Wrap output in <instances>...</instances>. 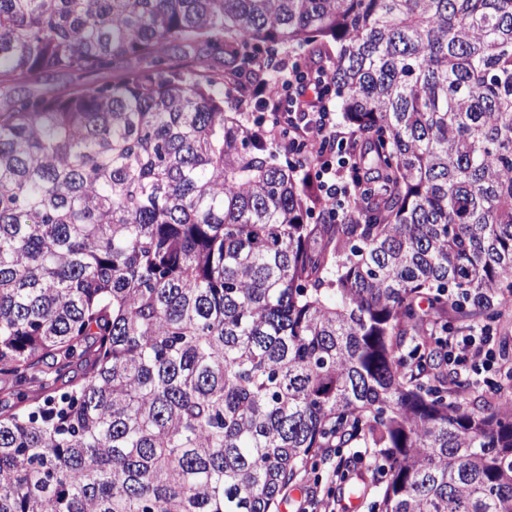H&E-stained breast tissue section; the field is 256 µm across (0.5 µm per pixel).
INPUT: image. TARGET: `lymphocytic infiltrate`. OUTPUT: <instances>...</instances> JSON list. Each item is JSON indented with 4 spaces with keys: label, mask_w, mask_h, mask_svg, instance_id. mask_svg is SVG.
<instances>
[{
    "label": "lymphocytic infiltrate",
    "mask_w": 512,
    "mask_h": 512,
    "mask_svg": "<svg viewBox=\"0 0 512 512\" xmlns=\"http://www.w3.org/2000/svg\"><path fill=\"white\" fill-rule=\"evenodd\" d=\"M330 69L309 70L305 66L286 63L255 84L251 96L267 108L261 116L263 133L273 134L279 141L294 146L298 167L305 179L316 186L322 208L332 211L337 219L359 216L360 200L345 155L325 151V143L335 141L336 114L329 102ZM435 341L441 356L460 373L481 375L500 370L489 331L472 327L461 332L449 329L438 334ZM335 449H324L312 459L310 473H328L330 487L322 497L304 505L301 512H334L335 482L345 481L347 473L334 467Z\"/></svg>",
    "instance_id": "1"
}]
</instances>
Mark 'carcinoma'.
<instances>
[{"instance_id":"obj_1","label":"carcinoma","mask_w":512,"mask_h":512,"mask_svg":"<svg viewBox=\"0 0 512 512\" xmlns=\"http://www.w3.org/2000/svg\"><path fill=\"white\" fill-rule=\"evenodd\" d=\"M333 43L361 215L309 224L221 85ZM0 89V512H279L353 443L380 512H512V415L430 349L512 306V0H0ZM118 75V69L92 76L75 72H52L44 76L39 87L51 94H62L73 85L92 82L102 84L116 78Z\"/></svg>"}]
</instances>
